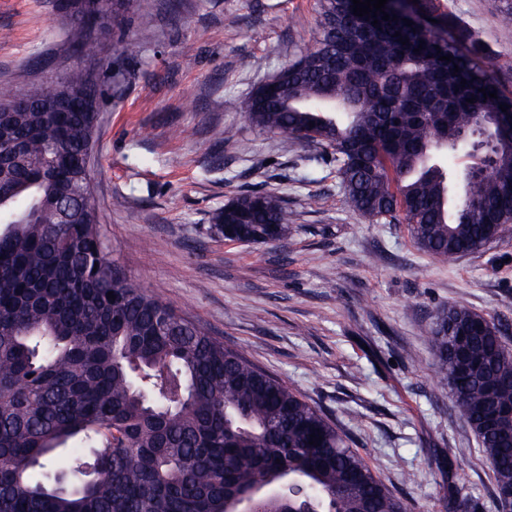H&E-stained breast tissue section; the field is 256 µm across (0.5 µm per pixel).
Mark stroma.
I'll return each mask as SVG.
<instances>
[{
    "instance_id": "1",
    "label": "stroma",
    "mask_w": 512,
    "mask_h": 512,
    "mask_svg": "<svg viewBox=\"0 0 512 512\" xmlns=\"http://www.w3.org/2000/svg\"><path fill=\"white\" fill-rule=\"evenodd\" d=\"M131 0L102 48L142 28L104 71L89 169L112 258L142 287L321 409L408 512H448V488L498 512L473 432L435 381L427 331L460 304L512 327V228L442 264L407 225L346 206L328 155L250 126L240 107L312 44L317 0ZM445 36L465 35L512 94V26L496 0H417ZM58 0H0V83L22 93L74 58ZM235 100L237 110L228 109ZM234 128L217 144L215 131ZM253 189L295 213L285 244L225 241L212 216ZM316 197L317 206L307 204Z\"/></svg>"
}]
</instances>
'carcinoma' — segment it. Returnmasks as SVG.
Segmentation results:
<instances>
[{"label": "carcinoma", "instance_id": "1", "mask_svg": "<svg viewBox=\"0 0 512 512\" xmlns=\"http://www.w3.org/2000/svg\"><path fill=\"white\" fill-rule=\"evenodd\" d=\"M127 3L60 0L71 47L97 60ZM319 11V37L278 71L273 92L252 94L247 122L322 148L349 209L402 219L440 263L496 240L512 224V97L489 65L400 4L385 6L397 16L389 21L354 15L352 0H319ZM88 13L100 18L94 33L77 20ZM96 87L73 68L26 94L39 103ZM488 116V172L475 174L474 162L450 181L437 160ZM97 121L95 112L0 113V512H234L245 499L255 512H407L322 410L118 266L98 217L62 220L60 201L86 183L79 155ZM293 220L278 194L253 190L224 204L213 228L263 245L285 239ZM429 339L437 381L477 437L505 509L512 344L464 305L439 312ZM73 439L83 446L66 448ZM64 450L67 484L45 470Z\"/></svg>", "mask_w": 512, "mask_h": 512}]
</instances>
